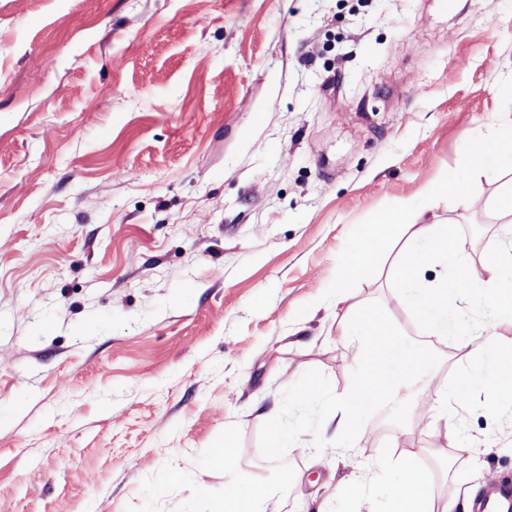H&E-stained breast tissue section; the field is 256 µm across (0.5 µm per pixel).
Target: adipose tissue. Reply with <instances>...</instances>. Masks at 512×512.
<instances>
[{
  "label": "adipose tissue",
  "mask_w": 512,
  "mask_h": 512,
  "mask_svg": "<svg viewBox=\"0 0 512 512\" xmlns=\"http://www.w3.org/2000/svg\"><path fill=\"white\" fill-rule=\"evenodd\" d=\"M512 168V121L494 124L491 132L460 155L455 172L434 182L420 204L397 203L372 220L373 230L361 234L349 255L341 257L337 273V303L349 297L351 281L371 276V260L386 254L394 239L404 238L403 255L392 273L399 296L418 316L428 336L459 337L468 348L470 369L460 379L439 387L426 381L420 391L425 401L438 404L436 424L447 439H454L453 413L484 388L512 399V355L503 352L491 326L472 332L455 300L465 294L483 300L493 323L512 321V279L503 274L512 268V247L493 250L489 259L473 264L459 249L449 225L432 218L439 201L453 197L459 205L469 202V184L478 172ZM435 269L426 279L427 269ZM336 339L352 356L357 371L349 387L336 400L335 410L323 422L336 436L355 443L367 425L370 406L384 395L397 396L424 364L419 341L396 333L378 310L358 313L337 325ZM382 467L397 473L391 493V512H455L456 501L435 506L430 484L412 457L386 458ZM224 503L219 512H260L272 502L267 490H239L232 466H225Z\"/></svg>",
  "instance_id": "adipose-tissue-1"
}]
</instances>
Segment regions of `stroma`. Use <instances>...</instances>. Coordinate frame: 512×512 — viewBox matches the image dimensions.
<instances>
[{
  "instance_id": "35a3bbf8",
  "label": "stroma",
  "mask_w": 512,
  "mask_h": 512,
  "mask_svg": "<svg viewBox=\"0 0 512 512\" xmlns=\"http://www.w3.org/2000/svg\"><path fill=\"white\" fill-rule=\"evenodd\" d=\"M510 80L512 0H0V512H210L228 433L287 512H387L392 478L343 480L390 455L457 512L512 483L492 389L452 447L435 403L395 421L380 397L348 454L298 390L319 379L326 413L348 388L351 308L423 341L406 394L468 369L398 299L393 255L340 306L336 261L512 119ZM504 182L438 205L471 261L512 241ZM273 408L296 431L274 456Z\"/></svg>"
}]
</instances>
